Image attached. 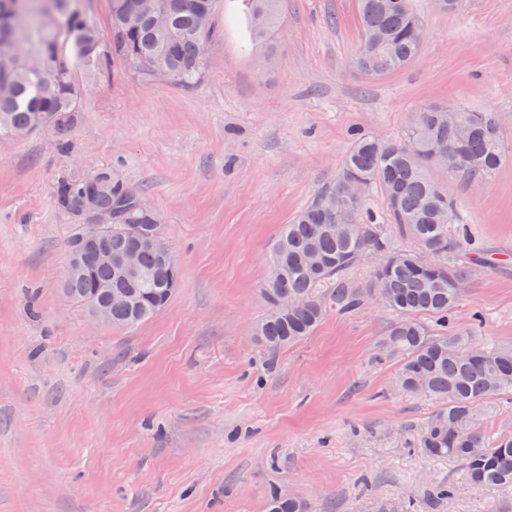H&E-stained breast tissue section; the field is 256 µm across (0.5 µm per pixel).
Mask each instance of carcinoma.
Masks as SVG:
<instances>
[{"label": "carcinoma", "instance_id": "1", "mask_svg": "<svg viewBox=\"0 0 512 512\" xmlns=\"http://www.w3.org/2000/svg\"><path fill=\"white\" fill-rule=\"evenodd\" d=\"M135 0H110V36L98 40L77 0H0V39L7 33L5 14L17 18L23 33L35 22L36 12L54 13L69 35L64 42L37 32L35 44L24 40L21 56L11 67L0 66V140L27 137L37 131L36 117L46 115V127L68 147L65 136L74 124L80 90L74 80L78 68L87 77L108 72L118 57L147 79H165L190 87L205 69V51L213 32L203 33L199 15H214L215 0H153L132 8ZM278 0H242L253 40L272 48ZM363 38L356 69L373 79L400 71L421 55L422 19L414 9L396 0H359ZM448 107L432 105L416 112L403 138L379 144L360 133L344 159L336 181L282 226L269 251V272L260 294L267 313L255 336L272 367L286 347L310 335L327 313L350 312L371 298L379 285L381 303L398 319L387 330L381 351L399 357L395 386L413 396L438 404L418 436V447L433 459H453L462 465L461 480L433 485V498L448 500L468 484L473 489L512 487V435L485 442L477 426L483 404L490 398L512 394V347L476 340L472 332L455 327L453 317L472 269L487 264L483 250L472 239L458 202L436 181L431 149L444 147V169L476 182L508 160L497 118L490 112L456 109L459 123L448 124ZM361 179L366 190L384 194L386 216L402 235L412 236L419 249H394L380 221L364 207V198L352 199L347 186ZM94 192L99 206L112 211V253L130 248L140 251V274L123 279L108 266L95 265L83 275L69 276L64 288L78 301L103 283L131 295V302L112 307L110 324L132 327L156 315L168 304L179 285L173 259L145 244L159 232L157 214L141 204L134 187L112 179L102 169L87 176L63 178L53 187L61 209L71 208ZM317 253L320 264L310 263ZM371 254L381 256L371 282L359 284L347 272ZM295 298L284 313L275 301ZM435 319L434 333L419 321ZM266 512H309L304 500L273 489Z\"/></svg>", "mask_w": 512, "mask_h": 512}]
</instances>
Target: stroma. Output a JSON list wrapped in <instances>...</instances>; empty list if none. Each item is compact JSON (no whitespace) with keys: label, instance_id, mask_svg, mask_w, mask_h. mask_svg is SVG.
I'll use <instances>...</instances> for the list:
<instances>
[{"label":"stroma","instance_id":"stroma-1","mask_svg":"<svg viewBox=\"0 0 512 512\" xmlns=\"http://www.w3.org/2000/svg\"><path fill=\"white\" fill-rule=\"evenodd\" d=\"M412 4L420 58L368 79L357 0H282L265 58L245 48L241 0H217L195 87L115 60L80 80L69 151L48 129L0 141V512H265L273 487L312 512H512V489L431 500L460 466L415 446L435 404L395 389L381 302L329 314L271 371L254 338L269 247L355 133L397 139L448 103L495 113L512 153V0ZM103 168L141 190L180 268L167 307L134 328L62 290L74 219L51 187ZM440 180L496 259L456 324L512 346V161L479 184Z\"/></svg>","mask_w":512,"mask_h":512}]
</instances>
